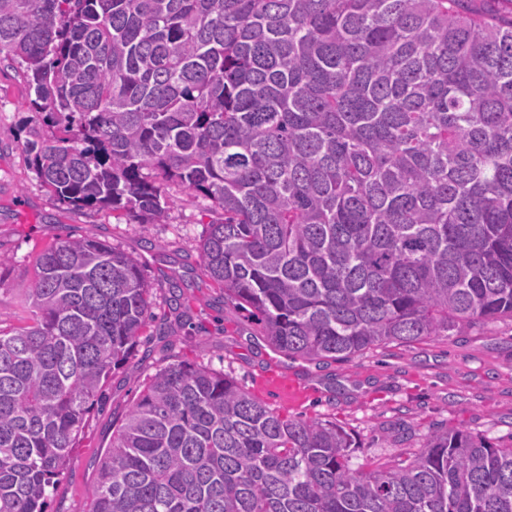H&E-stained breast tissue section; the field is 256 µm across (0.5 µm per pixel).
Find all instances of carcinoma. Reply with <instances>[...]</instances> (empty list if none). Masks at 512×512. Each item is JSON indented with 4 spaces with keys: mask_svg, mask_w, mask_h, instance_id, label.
<instances>
[{
    "mask_svg": "<svg viewBox=\"0 0 512 512\" xmlns=\"http://www.w3.org/2000/svg\"><path fill=\"white\" fill-rule=\"evenodd\" d=\"M4 58L65 127L26 143L41 184L131 224L172 184L209 200L204 274L285 355L512 321V0H0ZM27 301L0 332V512H48L153 296L131 257L57 235ZM353 448L183 361L112 434L91 512H512V445Z\"/></svg>",
    "mask_w": 512,
    "mask_h": 512,
    "instance_id": "carcinoma-1",
    "label": "carcinoma"
}]
</instances>
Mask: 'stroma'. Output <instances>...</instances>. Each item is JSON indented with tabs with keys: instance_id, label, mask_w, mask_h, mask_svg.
Returning <instances> with one entry per match:
<instances>
[{
	"instance_id": "stroma-1",
	"label": "stroma",
	"mask_w": 512,
	"mask_h": 512,
	"mask_svg": "<svg viewBox=\"0 0 512 512\" xmlns=\"http://www.w3.org/2000/svg\"><path fill=\"white\" fill-rule=\"evenodd\" d=\"M30 95L16 66L0 63V254L12 260L0 272V328L29 317L34 258L58 234L92 235L135 258L154 299L134 352L112 370L101 406L84 421L48 512H90L89 491L114 423L151 376L180 361L233 375L280 413L336 421L355 436L362 463L412 456L441 426L512 444V322L392 343L348 361L288 357L204 275L199 245L211 220L207 200L169 186L165 222L139 226L117 212L60 203L41 184L24 149L29 130L44 126Z\"/></svg>"
}]
</instances>
